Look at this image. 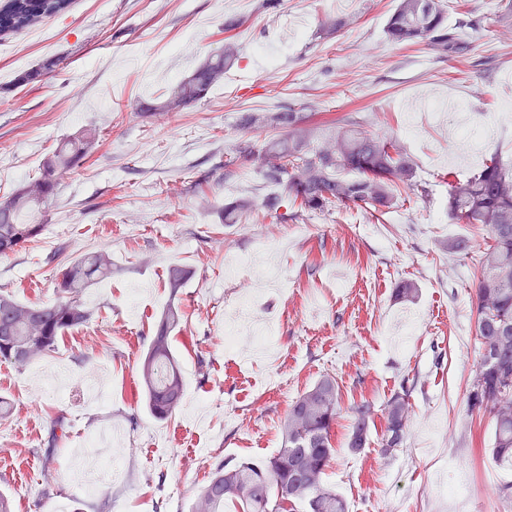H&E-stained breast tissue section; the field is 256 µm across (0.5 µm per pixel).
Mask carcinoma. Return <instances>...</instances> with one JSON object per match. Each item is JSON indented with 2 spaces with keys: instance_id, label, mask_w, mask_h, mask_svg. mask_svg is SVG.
<instances>
[{
  "instance_id": "cac0c4a2",
  "label": "carcinoma",
  "mask_w": 512,
  "mask_h": 512,
  "mask_svg": "<svg viewBox=\"0 0 512 512\" xmlns=\"http://www.w3.org/2000/svg\"><path fill=\"white\" fill-rule=\"evenodd\" d=\"M72 0H5L0 5V36L18 34L43 18L65 13ZM446 0H399L386 27L388 39L398 45L425 44L443 52L460 48L457 32L446 25ZM236 59V46L227 41L224 51L208 59L171 91L164 106L168 112L206 98L224 80ZM55 62L27 71L18 83L41 81ZM276 125L288 135L270 138L257 147L239 151L243 162H257L267 178L286 182L288 201L299 212L328 211L344 205L383 212L393 205L395 192L412 186L415 163L392 137L351 129L336 120V135L311 153L301 151L307 131L298 127L294 112H281ZM95 132L88 130L56 149L50 159L53 174L40 173L0 205V257L16 252L40 235L43 224H24L23 212L46 205L57 187L58 174L79 165L89 153ZM355 174L342 178L339 172ZM448 215L458 224H482L492 244L479 256L475 289L476 335L479 362L468 394L473 411L488 413L494 422L492 458L512 465V167L497 158L476 175L461 179L448 172ZM112 276L106 253H92L69 261L58 277L59 297L53 303L27 304L10 293H0V362L23 366L54 348L59 336L84 326L91 319L82 300L88 286ZM177 312L159 319L154 336L140 363V379L147 409L159 419L175 411L184 398V383L171 349L170 334L179 325ZM409 389L401 386L383 404L382 451L389 453L405 439ZM339 411L336 379L323 375L291 402L283 423V446L260 460L218 465L201 488L192 512H348L336 490L323 475L335 448L332 431ZM353 424L347 448L356 453L368 445L375 427L376 410L369 402L351 407Z\"/></svg>"
}]
</instances>
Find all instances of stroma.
I'll use <instances>...</instances> for the list:
<instances>
[{"instance_id": "stroma-1", "label": "stroma", "mask_w": 512, "mask_h": 512, "mask_svg": "<svg viewBox=\"0 0 512 512\" xmlns=\"http://www.w3.org/2000/svg\"><path fill=\"white\" fill-rule=\"evenodd\" d=\"M397 5L73 0L65 14L0 39V203L64 140L89 129L99 138L34 215L42 234L0 257V292L54 301L60 264L50 256L60 246L68 260L112 257L111 277L83 295L85 326L24 366L0 363V494L12 512H191L218 464L281 448L289 405L325 374L341 396L325 481L349 512H512L499 496L512 467L489 453L493 421L466 402L479 271L471 256L448 252L460 237L483 251L488 234L449 218L443 180L470 177L493 157L512 163V112L501 109L512 101V12L505 0H470L471 14L448 13L464 41L448 54L391 43L385 27ZM328 18L336 33L323 28ZM231 20L237 66L205 100L164 111L171 88L223 49ZM49 60L40 82L17 85ZM144 102L153 111H140ZM287 110L312 149L329 142L338 118L397 138L416 164L414 188L378 218L287 204L270 216L263 201L284 188L236 160L249 140L239 119ZM245 254L254 265L225 279ZM174 264L189 273L176 291L167 283ZM404 279L418 292L394 300ZM170 308L181 316L171 344L185 396L159 420L144 405L139 365ZM241 309L275 327L270 348L225 351L224 326ZM406 382L403 446L381 454L376 430L352 453L351 406L382 405ZM59 417L67 434L52 446ZM105 425L119 431L123 453L116 475L89 494L77 452Z\"/></svg>"}]
</instances>
